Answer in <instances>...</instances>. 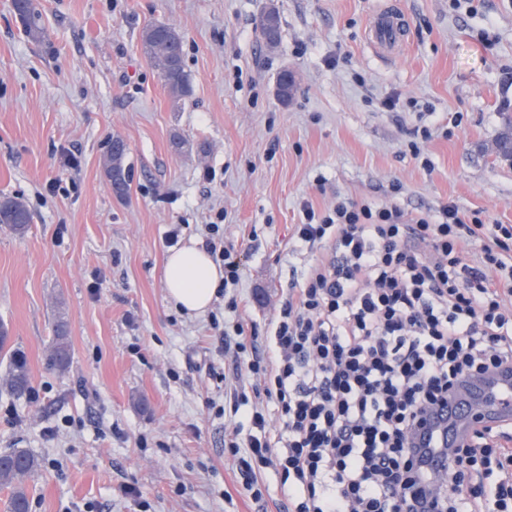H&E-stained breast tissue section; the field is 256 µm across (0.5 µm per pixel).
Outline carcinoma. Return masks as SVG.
I'll return each mask as SVG.
<instances>
[{
  "instance_id": "cac0c4a2",
  "label": "carcinoma",
  "mask_w": 512,
  "mask_h": 512,
  "mask_svg": "<svg viewBox=\"0 0 512 512\" xmlns=\"http://www.w3.org/2000/svg\"><path fill=\"white\" fill-rule=\"evenodd\" d=\"M29 37L38 40L44 33L39 0H22L16 8ZM260 30L266 43L274 47L280 40V16L276 11L267 12L261 19ZM142 48L158 69L161 81L171 96L181 98L189 92V76L183 62L180 33L172 26L149 23L140 34ZM126 151L109 148L104 161L107 178L119 191L127 190L129 173L125 166ZM31 223V213L19 197L7 196L0 199V224H7L22 234ZM71 360L68 336V320L58 316L47 363L62 372ZM5 389L13 396L23 397L30 392V377L26 364L16 355H10V366L3 380ZM40 469L39 460L22 448L0 453V486L10 489L5 505L6 512H30L31 502L28 481Z\"/></svg>"
}]
</instances>
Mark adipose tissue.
Instances as JSON below:
<instances>
[{
    "mask_svg": "<svg viewBox=\"0 0 512 512\" xmlns=\"http://www.w3.org/2000/svg\"><path fill=\"white\" fill-rule=\"evenodd\" d=\"M224 272L198 244L172 252L165 270L167 299L178 309L201 315L209 309Z\"/></svg>",
    "mask_w": 512,
    "mask_h": 512,
    "instance_id": "adipose-tissue-1",
    "label": "adipose tissue"
}]
</instances>
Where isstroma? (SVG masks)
Masks as SVG:
<instances>
[{
  "label": "stroma",
  "instance_id": "stroma-1",
  "mask_svg": "<svg viewBox=\"0 0 512 512\" xmlns=\"http://www.w3.org/2000/svg\"><path fill=\"white\" fill-rule=\"evenodd\" d=\"M40 3L38 42L0 0V197H21L32 216L21 235L0 224V325L31 381L27 397L0 390V451L39 459L31 512H287L279 475L257 468L254 500L224 446L238 419L216 408L252 379L219 353L209 316L168 301L166 237L179 229L187 246L223 212L240 260L236 315L262 333L319 256L292 249L303 203L435 216L452 202L512 225V163L495 151L512 115V0ZM270 6L274 49L257 29ZM385 8L406 27L389 59L366 40ZM150 22L183 38L182 98L142 52ZM285 70L297 82L286 103ZM388 96L396 111L379 110ZM418 126L430 138L412 139ZM115 137L130 173L121 198L103 169ZM61 311L71 362L58 372L46 350Z\"/></svg>",
  "mask_w": 512,
  "mask_h": 512
}]
</instances>
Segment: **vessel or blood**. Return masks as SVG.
<instances>
[{"label": "vessel or blood", "instance_id": "b4317fda", "mask_svg": "<svg viewBox=\"0 0 512 512\" xmlns=\"http://www.w3.org/2000/svg\"><path fill=\"white\" fill-rule=\"evenodd\" d=\"M369 45L389 58L402 51L406 38L401 19L384 11L372 17L367 32ZM512 420V374L501 372L488 381L473 384L462 396L437 411L433 428L439 438L455 444L465 441L476 425L496 427Z\"/></svg>", "mask_w": 512, "mask_h": 512}]
</instances>
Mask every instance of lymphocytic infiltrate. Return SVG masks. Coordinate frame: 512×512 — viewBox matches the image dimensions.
Wrapping results in <instances>:
<instances>
[{
	"mask_svg": "<svg viewBox=\"0 0 512 512\" xmlns=\"http://www.w3.org/2000/svg\"><path fill=\"white\" fill-rule=\"evenodd\" d=\"M303 214L294 245L320 246L321 257L270 335L238 321L217 334L257 378L230 407L251 408L246 435L229 446L247 451L240 474L253 498L263 497L259 463L279 474L288 512H512V428L476 431L442 476L424 469L432 448L418 435L429 409L512 365V225L486 229L453 203L436 222L344 200L320 215L304 204ZM223 217L206 224L202 246L235 286L240 261Z\"/></svg>",
	"mask_w": 512,
	"mask_h": 512,
	"instance_id": "1",
	"label": "lymphocytic infiltrate"
}]
</instances>
